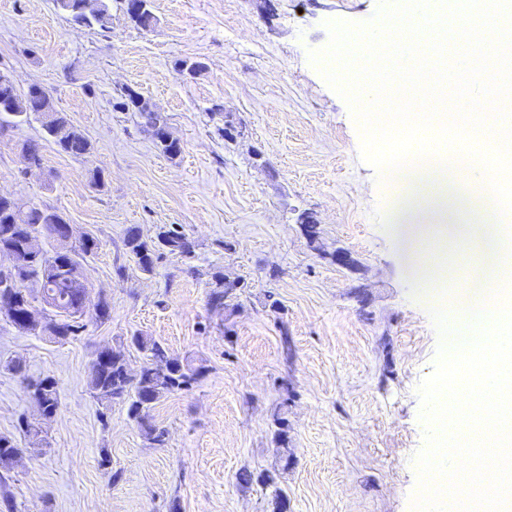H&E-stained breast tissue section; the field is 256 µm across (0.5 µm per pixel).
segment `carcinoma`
<instances>
[{"label":"carcinoma","instance_id":"1","mask_svg":"<svg viewBox=\"0 0 512 512\" xmlns=\"http://www.w3.org/2000/svg\"><path fill=\"white\" fill-rule=\"evenodd\" d=\"M58 13L65 15L79 25L92 27L97 25L108 28L111 23L110 0H96L95 9L86 11L83 0H54ZM54 107L51 94L42 87L34 93L19 91L15 85L0 78V116L4 115L22 121L31 114H36L44 106ZM48 136L64 152L79 156L85 154L89 141L84 133L70 124L66 116L58 111L53 112V125L46 127ZM58 213L48 209L30 208L24 214L0 203V250L10 251L18 264L19 277L26 279L37 263L27 245V230L32 224L42 226L44 239L57 242L60 229L54 218ZM304 224V231L309 242L314 244L320 236L316 217L304 212L299 216ZM125 246L135 258L138 268L150 273L155 263L165 254L188 257L192 254V246L185 234L173 227L161 229L160 238L151 242L143 240L138 230L132 228L125 236ZM98 249V241L92 236L83 239L80 247L73 251L60 253L57 256L58 273L52 282L51 291L64 302L67 307L78 302L71 271L81 265V259ZM237 293L229 294L224 284V274L213 275L211 304L223 309L233 308ZM84 328L81 322L63 318L52 328L51 332L62 340L76 336ZM130 344L139 351L144 365L139 376L131 380L126 374V361L112 354V349L104 348L98 355L107 356L104 362L92 363L88 373V388L100 402L112 401L127 404V416L139 427L143 438L153 446L165 443L166 431L154 421L151 411L156 404L169 395L189 388L204 374L205 366H194L172 354L161 342L150 336L133 335ZM33 399L44 406L45 411L55 414L59 408L58 389H50L39 379L32 383Z\"/></svg>","mask_w":512,"mask_h":512}]
</instances>
